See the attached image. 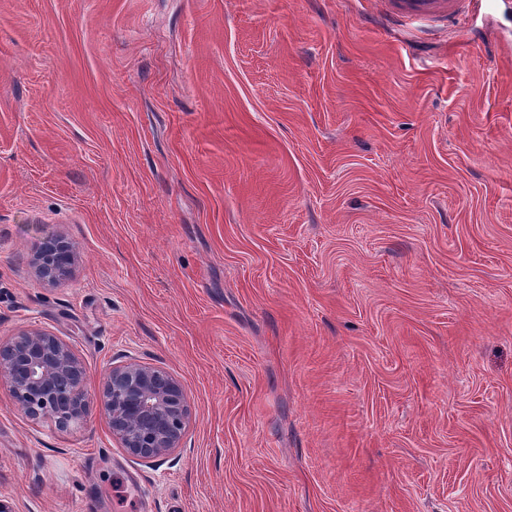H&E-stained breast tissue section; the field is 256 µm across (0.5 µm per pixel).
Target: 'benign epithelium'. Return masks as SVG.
I'll use <instances>...</instances> for the list:
<instances>
[{"label":"benign epithelium","mask_w":512,"mask_h":512,"mask_svg":"<svg viewBox=\"0 0 512 512\" xmlns=\"http://www.w3.org/2000/svg\"><path fill=\"white\" fill-rule=\"evenodd\" d=\"M72 253L63 239L42 243L35 255L37 273L52 283L64 279ZM0 373L31 419L51 415L64 429L88 414L85 368L67 343L46 330L25 328L0 342ZM98 398L112 436L129 454L150 460L180 447L189 409L181 384L168 374L138 364L110 367Z\"/></svg>","instance_id":"7a95c632"}]
</instances>
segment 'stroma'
I'll use <instances>...</instances> for the list:
<instances>
[{
    "mask_svg": "<svg viewBox=\"0 0 512 512\" xmlns=\"http://www.w3.org/2000/svg\"><path fill=\"white\" fill-rule=\"evenodd\" d=\"M0 0V512H512V0ZM74 247L56 283L38 246ZM178 380L151 461L102 373ZM393 14L399 17L429 19L457 14L464 0H391ZM0 373L31 419L51 415L64 429L88 414L85 368L67 343L46 330L25 328L0 342ZM98 398L113 437L132 456L150 460L180 448L190 414L173 377L138 364L113 366L101 377Z\"/></svg>",
    "mask_w": 512,
    "mask_h": 512,
    "instance_id": "1",
    "label": "stroma"
}]
</instances>
